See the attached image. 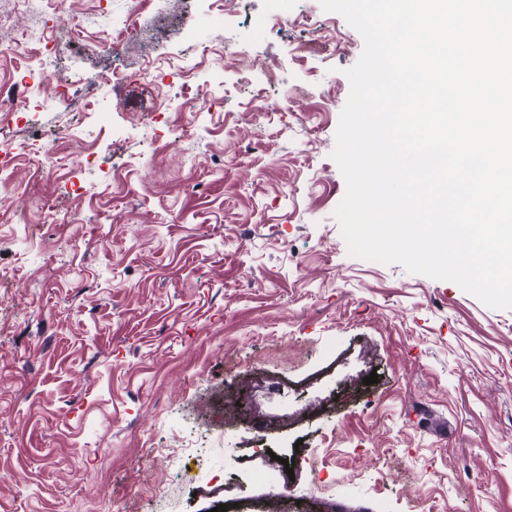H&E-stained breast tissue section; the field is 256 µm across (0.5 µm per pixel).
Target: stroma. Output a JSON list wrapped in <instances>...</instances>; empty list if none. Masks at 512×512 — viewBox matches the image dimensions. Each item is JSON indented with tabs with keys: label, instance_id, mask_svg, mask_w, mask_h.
<instances>
[{
	"label": "stroma",
	"instance_id": "stroma-1",
	"mask_svg": "<svg viewBox=\"0 0 512 512\" xmlns=\"http://www.w3.org/2000/svg\"><path fill=\"white\" fill-rule=\"evenodd\" d=\"M126 7L33 0L0 19V42L77 20L86 49L56 67L100 72L98 32ZM139 22L128 74L166 58L203 91L223 83L221 102L157 124L137 85L106 86L103 127L35 92L0 96L40 109L12 130L22 152L0 187V512H212L225 492L258 494L263 447L317 462L276 474L288 512H512V309L351 256L334 215L359 32L319 0H166ZM207 45L222 65L202 64ZM67 127L102 158L74 174L85 200L33 179L23 152ZM239 377L265 412L328 408L225 435Z\"/></svg>",
	"mask_w": 512,
	"mask_h": 512
}]
</instances>
